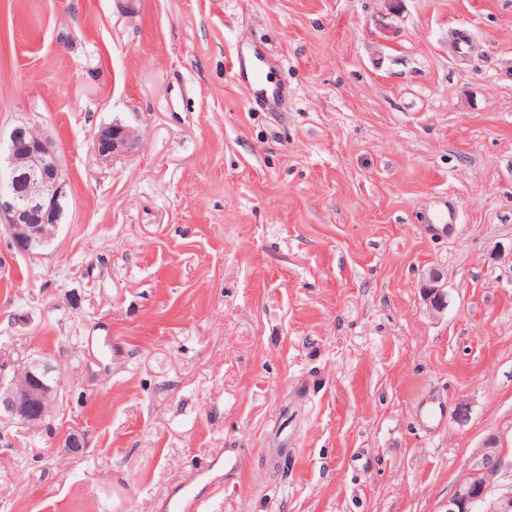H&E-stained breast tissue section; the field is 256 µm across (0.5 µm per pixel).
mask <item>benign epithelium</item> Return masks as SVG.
I'll list each match as a JSON object with an SVG mask.
<instances>
[{"instance_id": "7a95c632", "label": "benign epithelium", "mask_w": 512, "mask_h": 512, "mask_svg": "<svg viewBox=\"0 0 512 512\" xmlns=\"http://www.w3.org/2000/svg\"><path fill=\"white\" fill-rule=\"evenodd\" d=\"M140 143L138 130L112 124L100 131L95 151L109 161L132 152ZM67 186L55 143L31 125L14 127L6 152L0 151V226L19 251L31 254L54 236ZM58 390L52 363L31 360L14 370L9 383L0 379V421H42ZM497 445L496 437L485 439L480 458L457 484L444 512H512V489L489 499L503 468Z\"/></svg>"}]
</instances>
